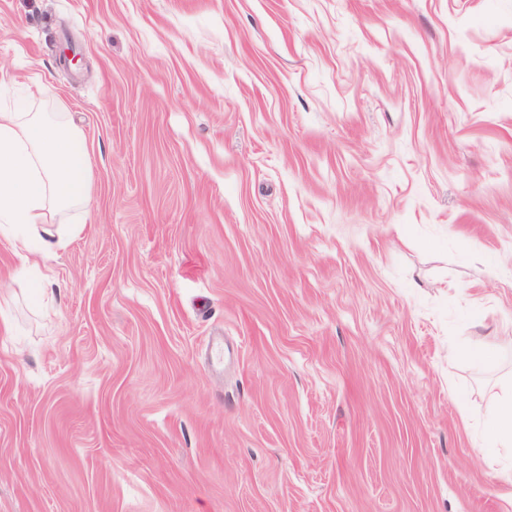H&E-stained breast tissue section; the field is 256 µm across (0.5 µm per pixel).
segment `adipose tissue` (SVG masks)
<instances>
[{
  "mask_svg": "<svg viewBox=\"0 0 512 512\" xmlns=\"http://www.w3.org/2000/svg\"><path fill=\"white\" fill-rule=\"evenodd\" d=\"M90 198L83 140L64 118L0 110V231L19 256H57L69 232L53 216ZM484 439L512 454V381L496 398Z\"/></svg>",
  "mask_w": 512,
  "mask_h": 512,
  "instance_id": "1",
  "label": "adipose tissue"
}]
</instances>
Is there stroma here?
<instances>
[{"mask_svg":"<svg viewBox=\"0 0 512 512\" xmlns=\"http://www.w3.org/2000/svg\"><path fill=\"white\" fill-rule=\"evenodd\" d=\"M0 109L92 173L52 299L0 237V512H512V0H0ZM485 445L493 451L506 450L512 456V381L501 387L485 429Z\"/></svg>","mask_w":512,"mask_h":512,"instance_id":"1","label":"stroma"}]
</instances>
